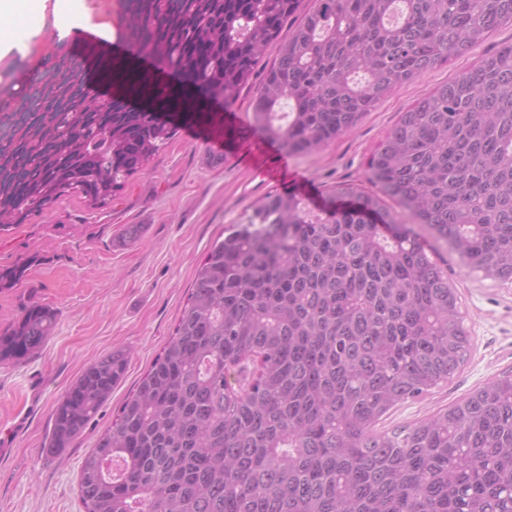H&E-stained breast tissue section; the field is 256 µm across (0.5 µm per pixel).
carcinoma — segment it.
<instances>
[{
  "instance_id": "carcinoma-1",
  "label": "carcinoma",
  "mask_w": 512,
  "mask_h": 512,
  "mask_svg": "<svg viewBox=\"0 0 512 512\" xmlns=\"http://www.w3.org/2000/svg\"><path fill=\"white\" fill-rule=\"evenodd\" d=\"M301 0H123L117 59L61 62L42 111L0 142V232L67 193L112 200L184 123L224 130ZM512 24V0H317L263 76L250 125L311 154L396 87ZM108 82L110 111L87 103ZM373 194L256 203L199 265L162 353L85 457L84 512H512V375L435 416L384 430L471 348L448 270L391 197L486 278L512 283V44L402 113L368 161ZM28 262L0 267V291ZM57 311L31 302L0 363L35 355ZM117 348L52 413L56 454L125 374Z\"/></svg>"
}]
</instances>
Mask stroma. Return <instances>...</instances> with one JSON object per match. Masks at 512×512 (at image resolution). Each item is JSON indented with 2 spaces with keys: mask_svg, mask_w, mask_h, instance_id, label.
<instances>
[{
  "mask_svg": "<svg viewBox=\"0 0 512 512\" xmlns=\"http://www.w3.org/2000/svg\"><path fill=\"white\" fill-rule=\"evenodd\" d=\"M67 25L63 12L48 9L30 16L20 31L27 53L0 56V102L25 98L36 73L60 56L78 57L80 37ZM509 43L512 27L499 29L467 55L393 91L353 130L318 152L289 155L286 172H278V156L256 158L246 167L233 151L191 143L179 129L107 204L93 208L66 195L0 234V266L30 261L23 280L0 292V331L31 301L58 312L53 335L36 355L0 364V512H83L82 461L173 332L211 242L245 223L251 206L267 194L299 192L302 177L326 204L341 186L373 192L368 159L400 113L437 83ZM400 218L411 223L408 213ZM128 224L143 225L144 234L123 245L119 238ZM411 225L444 260L473 342L451 381L392 409L382 421L386 429L430 417L476 388L512 375V283L469 271L428 226ZM116 348L128 351L129 364L111 399L69 448L47 454L58 400L88 365Z\"/></svg>",
  "mask_w": 512,
  "mask_h": 512,
  "instance_id": "obj_1",
  "label": "stroma"
}]
</instances>
